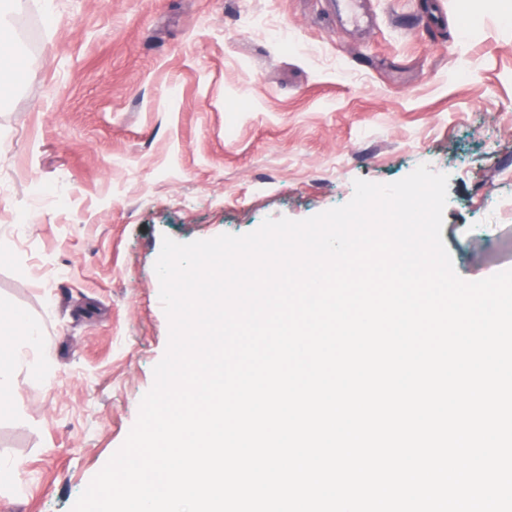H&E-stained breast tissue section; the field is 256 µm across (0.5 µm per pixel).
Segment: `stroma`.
Here are the masks:
<instances>
[{"mask_svg":"<svg viewBox=\"0 0 512 512\" xmlns=\"http://www.w3.org/2000/svg\"><path fill=\"white\" fill-rule=\"evenodd\" d=\"M23 0L0 90V512H71L122 446L169 321L179 242L302 220L361 178L449 176L442 237L474 281L512 268V0ZM70 193L40 203L32 182ZM32 214L15 246V211ZM368 0H336L334 3L335 12L341 22L352 25L362 26L370 23V14L368 12Z\"/></svg>","mask_w":512,"mask_h":512,"instance_id":"35a3bbf8","label":"stroma"}]
</instances>
